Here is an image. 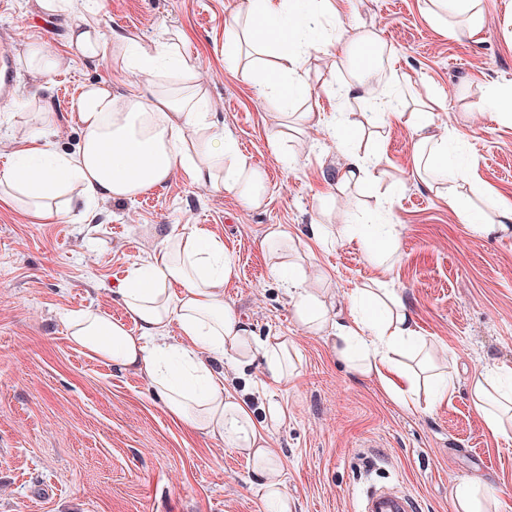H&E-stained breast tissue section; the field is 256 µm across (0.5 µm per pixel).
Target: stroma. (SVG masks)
Listing matches in <instances>:
<instances>
[{
  "label": "stroma",
  "instance_id": "obj_1",
  "mask_svg": "<svg viewBox=\"0 0 512 512\" xmlns=\"http://www.w3.org/2000/svg\"><path fill=\"white\" fill-rule=\"evenodd\" d=\"M240 0H72L91 12L102 34L121 29L141 42L180 41L196 56V81L217 105L219 129L263 173L266 203L254 209L235 195L174 172L161 188L129 201H101L95 216L69 210L78 187L48 200L36 218L26 203L0 202V512H266L251 488L252 465L222 441L187 434L165 413L140 376L90 358L68 339L72 315L93 309L124 319L114 290L142 265L174 225L202 224L222 240L235 277L224 297L258 338L284 336L300 355L292 381L252 385L263 366L229 370L227 388L265 422V404L286 420L269 432L294 512H359L367 490L390 484L410 495L417 512H456L454 490L479 477L497 491L488 512H512V436L491 437L474 406L469 380L492 366L512 367V234H480L450 206L444 187L416 172L413 133L395 123L374 128L364 103L340 99L333 57L314 55L310 97L325 122L298 138L277 140L272 106L261 100L224 53L233 39L224 21ZM424 0H346L338 24L361 25L387 46L399 72L422 96L441 99L433 131L452 129L454 166H469L490 201H512V118L486 96L512 85V0H483L478 41L449 37L431 23ZM69 18L36 11L33 0H0V33L15 57V86L0 100V170L19 142L44 136L57 152L78 149L83 131L71 100L98 81L124 94L144 77L120 53L85 60L67 42ZM59 56L57 71L38 77L26 66L30 44ZM339 112L365 134L354 150L384 141L388 179L350 195L333 179L343 162L336 144ZM389 224L399 258L377 268L360 241L337 236L339 224ZM288 229L307 267L323 271L336 308L349 311L354 288L379 280L396 289L436 369L454 373L456 390L434 408L408 407L373 378L353 375L325 342L296 321L286 289L271 276L261 239L269 225ZM330 228L311 245L308 225Z\"/></svg>",
  "mask_w": 512,
  "mask_h": 512
}]
</instances>
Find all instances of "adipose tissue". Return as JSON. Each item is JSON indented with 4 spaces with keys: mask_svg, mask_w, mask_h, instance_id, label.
I'll list each match as a JSON object with an SVG mask.
<instances>
[{
    "mask_svg": "<svg viewBox=\"0 0 512 512\" xmlns=\"http://www.w3.org/2000/svg\"><path fill=\"white\" fill-rule=\"evenodd\" d=\"M48 16L70 14V0H35ZM344 0H240L230 21L236 33L235 53L243 75L276 108L279 125L299 128L319 124L315 110L294 111V94L310 95L307 60L318 46L311 35L321 17L341 19ZM425 14L456 37L478 39L482 32V0H426ZM68 38L85 59L96 61L107 50L123 51L127 67L145 75L147 87L118 95L104 82L81 86L72 108L83 130L74 153L60 154L50 146L20 149V159L0 173V186L29 198L54 196L68 182L80 193L77 205L131 199L163 186L175 170L192 182L241 198L261 208L266 198L262 173L243 155L231 133L216 131L212 104L200 85L183 94L162 89L159 78L168 65L188 77L195 59L179 45L135 42L125 31L103 35L82 14H70ZM373 31L342 28L336 40L337 70H351L341 86L344 97L369 103L384 121L404 122L414 134L417 171L444 172L448 138L429 132L424 120L431 108L420 104L404 111L393 103L387 84L402 81L388 71L376 81L353 72L354 50L376 45ZM379 156L347 152L336 171V187H361L374 176ZM343 236H361L369 259L377 265L395 259L397 242L386 225L338 228ZM301 254L272 263L273 277L287 285L297 322L322 338L331 354L354 375L377 379L403 405L418 404L419 391L429 388L433 403L446 402L456 382L444 372L426 373L431 359L419 348L411 314L398 293L365 283L354 290L349 316H341L329 300L323 273H304ZM235 263L223 242L196 224L164 236L149 256L146 271H133L116 294L126 318L97 311L70 320V341L89 357L144 377L163 402L167 415L188 432L223 441L225 447L253 461L252 487L268 512H291L293 501L282 479L281 463L269 448L266 430L246 405L224 387V361L248 363L262 359L269 377L288 380L294 366L288 341L281 336L260 340L239 319L224 298V287ZM470 394L493 437L512 430V368L483 370L470 379Z\"/></svg>",
    "mask_w": 512,
    "mask_h": 512,
    "instance_id": "1",
    "label": "adipose tissue"
}]
</instances>
